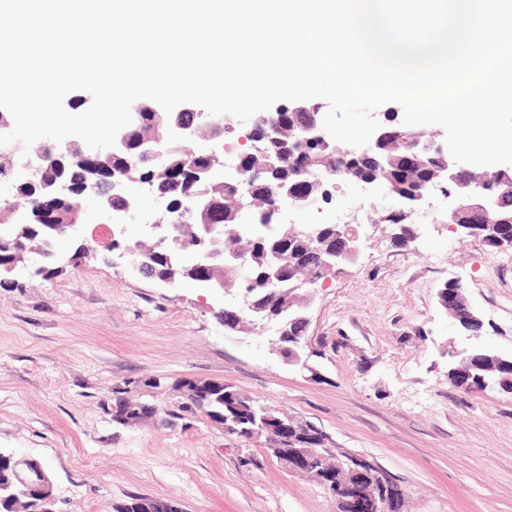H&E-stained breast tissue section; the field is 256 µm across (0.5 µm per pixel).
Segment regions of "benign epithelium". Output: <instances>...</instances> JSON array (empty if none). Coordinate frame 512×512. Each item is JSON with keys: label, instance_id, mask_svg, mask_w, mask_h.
<instances>
[{"label": "benign epithelium", "instance_id": "benign-epithelium-1", "mask_svg": "<svg viewBox=\"0 0 512 512\" xmlns=\"http://www.w3.org/2000/svg\"><path fill=\"white\" fill-rule=\"evenodd\" d=\"M286 109L290 112L303 113L306 120L296 128L295 136L304 145L315 147L321 151H336V143L323 129L325 111L323 106L310 100L291 101ZM177 112H198L199 119L214 128L218 133L233 134L246 131V136L240 138L244 148L238 150L233 158L231 171L224 173V141L212 139L213 145L200 151L196 157L198 163L191 165L189 174L195 178L211 183H224L233 186L238 191L237 208L241 212H250L257 206L252 198L251 188L245 186L253 177L256 170L252 165L253 152L247 142H263L280 139L283 133L282 124L276 113L265 114L260 121L249 119L242 123L234 116L210 115L197 111L193 103H183L175 108ZM153 116L156 126V136L143 142L141 154L143 161L158 167L165 166L164 154L154 147L159 142L194 140L198 136L196 125H186L179 121L165 119L162 107L147 100L137 102L132 113L131 125H139L145 117ZM407 130V127L396 122L395 114L389 112L380 121V128L372 136L365 147L344 151V163L327 166L311 179L298 181L284 189L283 195L289 200V205L295 210H304L311 201L317 198L315 188H330L336 186L339 180H346L353 186L365 191L383 194V199L390 205L381 210L377 220L387 221L398 228L394 238L409 245L419 238V228L405 223L407 217L415 212L432 206V194L439 190L448 200L446 209L440 211L434 219L436 224H446L448 229L461 238L475 236V226L486 224L489 228L488 239L485 243L500 251L512 249V209L504 205V200L512 197V165L500 164L491 166H476L457 163L450 155L446 142L439 134L431 133L412 140L410 146L400 157L402 166L408 170L416 168L427 170L423 182L424 189L415 193L394 192L387 186L384 177V158L381 152L383 144L396 137L392 127ZM129 149L128 128H123L117 135L114 146L105 151L83 149L79 159L94 165L103 163V159L124 154ZM133 178L124 173L119 180L121 185L119 207L112 205V178H107L105 190H83V195L94 199L95 207L102 217V224L107 226L111 237V250L120 251V256L129 255L132 248L123 247L118 239L124 235L123 225L114 220V213L137 206V198L127 188V183ZM73 193L72 186L61 181L46 193L36 206L34 213L27 214L18 224L4 226L0 224V242H13L25 230L35 224L49 231L55 240L50 253L63 252L73 265H80L93 252L81 231L83 208L74 207L67 223H57L56 200ZM340 231L338 245L328 251L334 261H323L325 268L331 270L343 261H354L360 252V238L356 230L349 224H338ZM212 228L205 225L195 232L200 245L197 261L194 265L195 284L205 290L224 289L223 280L215 277L212 270L219 262L226 264L244 263L245 253L235 246L221 244L211 236ZM145 244L151 249H161L175 252L180 247V237L170 232L168 224L150 225V234L136 242ZM288 266V254L279 253L270 257L265 270V285L274 293L279 288V279L285 267ZM452 288L440 289L438 301L445 313L453 319L458 330L467 333L474 323H482L476 310L470 305L462 291V283L457 278L448 279ZM306 287L297 289L301 297L303 313L293 316L288 309L269 310L259 307L251 299V289L243 288L239 298L231 304L223 306L217 313L224 330L235 332L240 329L245 318H251L254 329L264 334L272 329L277 338L271 342L272 353L282 356L284 343L291 342L300 350L306 351L308 343L306 332L297 336L288 335V325L300 320L304 326H309V308L314 300V279L304 281ZM450 358H455L460 365L453 368L457 374L458 383L466 391L473 390L469 382L468 366L475 359L486 363L502 361L498 351L493 348L476 346L454 347ZM266 437L274 441L267 453L276 458L277 462L289 473L303 475L319 482L336 500L337 507L342 512H393V506L403 499L404 493L400 485L378 465L349 452H339L334 448H296L287 445L288 439L273 434L266 426L261 425L251 431V438ZM324 461L321 469L314 468L316 458ZM11 468L16 481L0 484V507L3 512H19V504L31 505L30 512H55L54 484L51 476L45 472L36 458L4 453L0 451V465ZM142 512H183L178 503L161 498L140 503Z\"/></svg>", "mask_w": 512, "mask_h": 512}]
</instances>
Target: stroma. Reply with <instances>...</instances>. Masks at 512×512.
Returning <instances> with one entry per match:
<instances>
[{
    "instance_id": "1",
    "label": "stroma",
    "mask_w": 512,
    "mask_h": 512,
    "mask_svg": "<svg viewBox=\"0 0 512 512\" xmlns=\"http://www.w3.org/2000/svg\"><path fill=\"white\" fill-rule=\"evenodd\" d=\"M337 195L363 244L316 284L306 370L272 356L266 337L225 332L205 290L135 273L98 240L81 266L49 259V275L0 285V451L46 465L57 512H109L131 495L185 512H336L266 439L178 410L181 381L211 380L376 462L402 486L403 512H512V395L451 384L445 352L462 336L438 303L461 279L480 345L512 354V251L440 224L400 246L390 225L359 217L350 184ZM120 397L157 412L119 421Z\"/></svg>"
}]
</instances>
